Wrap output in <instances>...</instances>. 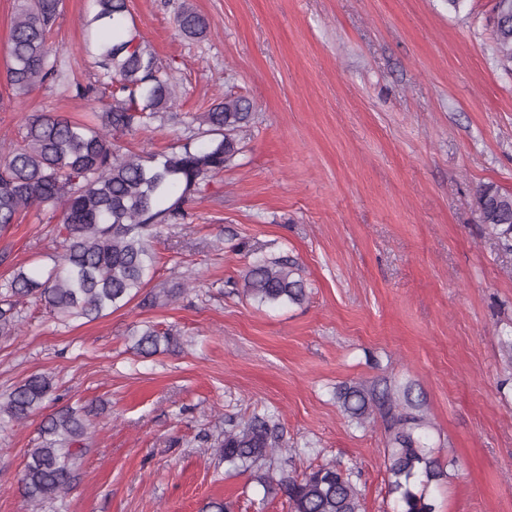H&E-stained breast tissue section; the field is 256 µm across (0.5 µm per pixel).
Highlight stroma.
Returning a JSON list of instances; mask_svg holds the SVG:
<instances>
[{
  "instance_id": "obj_1",
  "label": "stroma",
  "mask_w": 512,
  "mask_h": 512,
  "mask_svg": "<svg viewBox=\"0 0 512 512\" xmlns=\"http://www.w3.org/2000/svg\"><path fill=\"white\" fill-rule=\"evenodd\" d=\"M158 58L173 64L180 112L227 95L254 107L235 163L165 230L149 290L92 322L20 304L0 338V394L52 375L48 410L104 404L63 503H28L18 479L41 416L0 424V512H288L216 454L227 420L273 416L293 475L358 468L362 512H391L382 424L349 422L336 389L356 379L412 384L448 477L436 512H512V252L479 224L477 188L512 191V69L496 53L492 0H130ZM208 39L180 36L183 8ZM18 0H0V146L51 103L73 121L86 99L58 86L21 98L5 84ZM92 0H63L55 45L93 83L82 49ZM49 211L0 231V283L62 254ZM297 260L299 306L269 308L233 281L262 257ZM173 329L176 351L138 355L130 332Z\"/></svg>"
}]
</instances>
